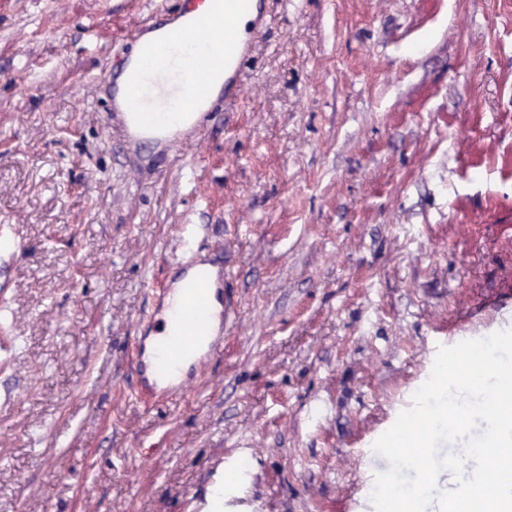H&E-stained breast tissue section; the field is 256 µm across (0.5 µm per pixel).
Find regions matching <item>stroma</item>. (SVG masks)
<instances>
[{
  "instance_id": "obj_1",
  "label": "stroma",
  "mask_w": 512,
  "mask_h": 512,
  "mask_svg": "<svg viewBox=\"0 0 512 512\" xmlns=\"http://www.w3.org/2000/svg\"><path fill=\"white\" fill-rule=\"evenodd\" d=\"M169 0H0V512H349L441 332L512 289V0H267L243 95L177 144L107 112ZM199 227L239 316L136 402L150 284Z\"/></svg>"
}]
</instances>
